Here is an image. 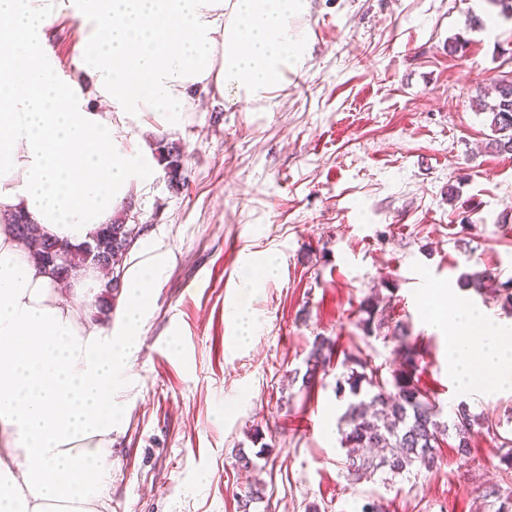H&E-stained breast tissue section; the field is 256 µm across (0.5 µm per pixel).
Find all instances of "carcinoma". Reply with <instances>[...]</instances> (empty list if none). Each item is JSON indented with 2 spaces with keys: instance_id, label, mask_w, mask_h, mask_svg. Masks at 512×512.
Listing matches in <instances>:
<instances>
[{
  "instance_id": "cac0c4a2",
  "label": "carcinoma",
  "mask_w": 512,
  "mask_h": 512,
  "mask_svg": "<svg viewBox=\"0 0 512 512\" xmlns=\"http://www.w3.org/2000/svg\"><path fill=\"white\" fill-rule=\"evenodd\" d=\"M476 107L491 114L490 148L498 153H512V84L504 85L501 80H496L491 93L477 98ZM159 158L164 162L169 182L179 183L182 177L179 150L161 144ZM12 224L20 239L39 242V248L33 251V259L52 267L62 279L68 278L73 268L86 262L112 266L116 275L98 297L97 305V318L107 317L112 300L121 288L118 269L131 243L140 235L137 226L115 220L99 229L93 243L72 248L39 237L37 225L21 214L14 216ZM464 286L502 308L512 310V280L502 282L491 270L476 269L464 275ZM358 313L357 326L364 336L395 341L394 352L402 362L390 370L391 379L382 380L378 376L381 367L372 365L369 354L360 350L344 358L347 378L336 382V395H349L340 428L341 445L348 449L346 469L349 475L360 480L385 469L395 475L414 467L431 471L437 465L440 437L449 431L458 441V451L468 452L475 429H490L492 425L471 413L465 404L458 406L451 421L443 420L436 402L419 386L416 378L418 359L408 342L404 324L389 326L384 309L372 295L362 299ZM332 352L330 339L315 338L302 376L303 386H308L318 367L330 362Z\"/></svg>"
}]
</instances>
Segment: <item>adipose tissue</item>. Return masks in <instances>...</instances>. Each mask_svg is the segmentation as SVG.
Returning <instances> with one entry per match:
<instances>
[{"mask_svg":"<svg viewBox=\"0 0 512 512\" xmlns=\"http://www.w3.org/2000/svg\"><path fill=\"white\" fill-rule=\"evenodd\" d=\"M298 0H0V512H86L112 469L118 377L139 350L158 254L124 279L123 335L81 313L104 292L101 269L71 271L62 296L9 219L78 248L150 181L145 116L175 129L201 95L268 88L297 56ZM90 32L64 75L49 33L63 16ZM438 324L460 393L512 390V327L456 300Z\"/></svg>","mask_w":512,"mask_h":512,"instance_id":"adipose-tissue-1","label":"adipose tissue"}]
</instances>
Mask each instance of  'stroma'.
Wrapping results in <instances>:
<instances>
[{"label": "stroma", "mask_w": 512, "mask_h": 512, "mask_svg": "<svg viewBox=\"0 0 512 512\" xmlns=\"http://www.w3.org/2000/svg\"><path fill=\"white\" fill-rule=\"evenodd\" d=\"M288 32L300 58L276 84L145 134L179 145L183 179L156 166L124 205L145 257L167 260L122 377L98 512H240L250 484L263 491L250 512H357L368 497L384 512H493L488 487L512 495L498 468L512 392L460 394L434 321L461 299L512 323L459 282L473 268L512 279V154L488 148L474 105L512 71V19L491 0H301ZM269 258L277 276L258 279ZM374 292L408 324L443 419L463 402L494 430L466 456L441 441L433 471L355 481L336 381L347 354L394 359L356 326ZM237 308L256 320L243 344ZM318 336L334 354L305 385Z\"/></svg>", "instance_id": "stroma-1"}]
</instances>
